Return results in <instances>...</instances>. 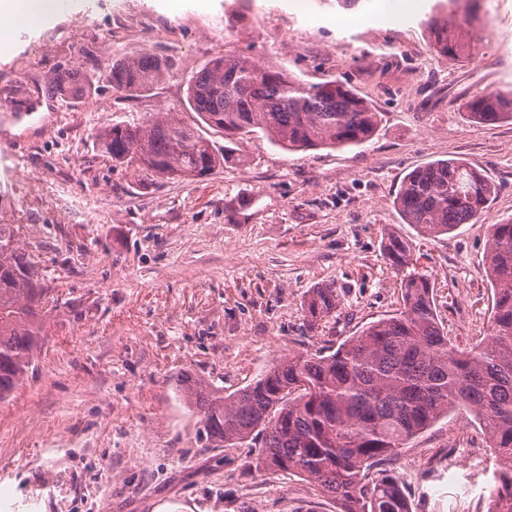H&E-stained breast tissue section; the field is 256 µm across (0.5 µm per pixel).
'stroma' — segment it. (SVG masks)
Returning <instances> with one entry per match:
<instances>
[{"instance_id": "obj_1", "label": "stroma", "mask_w": 512, "mask_h": 512, "mask_svg": "<svg viewBox=\"0 0 512 512\" xmlns=\"http://www.w3.org/2000/svg\"><path fill=\"white\" fill-rule=\"evenodd\" d=\"M396 0H69L0 39V224L47 290L34 366L0 402V512H294L310 484L245 473L244 448H209L182 397L189 378L232 394L275 360L341 343L396 313L382 254L410 239L435 284L449 337L489 326L488 227L512 217V121L462 109L512 91V0H472L471 55H439L425 21L436 0L396 21ZM308 83L336 79L379 112L360 146L289 152L263 135L201 182L138 178L93 135L166 112L186 123L190 77L226 48ZM151 51L170 67L137 97L115 91L113 60ZM78 72L77 92L53 84ZM439 159L495 186L482 221L437 239L394 205L404 177ZM336 284L324 331L303 325L311 288ZM411 512H487L494 460L473 414L452 411L389 464Z\"/></svg>"}]
</instances>
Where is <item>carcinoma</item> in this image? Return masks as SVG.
<instances>
[{
	"instance_id": "1",
	"label": "carcinoma",
	"mask_w": 512,
	"mask_h": 512,
	"mask_svg": "<svg viewBox=\"0 0 512 512\" xmlns=\"http://www.w3.org/2000/svg\"><path fill=\"white\" fill-rule=\"evenodd\" d=\"M427 26L437 53L451 61L469 57L470 31L453 14L433 17ZM168 67L145 51L113 61L109 82L136 96ZM186 99L201 125L229 140L261 132L287 151L360 145L379 123V112L345 83H304L236 49L208 60L188 81ZM465 107L479 122L512 121V92L487 91ZM95 139L112 165L143 180L193 182L202 171L213 174L240 162L235 149L217 151L197 128L166 112L144 125L104 127ZM494 191L470 165L439 160L410 172L394 205L404 223L437 238L478 222ZM16 236L14 225L0 224V401L32 364L45 291ZM382 250L399 276L401 310L367 324L334 350L289 355L232 395L186 382L183 392L199 410L202 436L210 448L257 449L249 467L304 478L338 512H411L399 478L372 468L397 456L407 439L448 411L465 409L495 459L488 512H512V218L490 225V326L469 348L448 337L413 242L387 231ZM339 306L335 285L311 289L304 301L306 330L318 332Z\"/></svg>"
}]
</instances>
